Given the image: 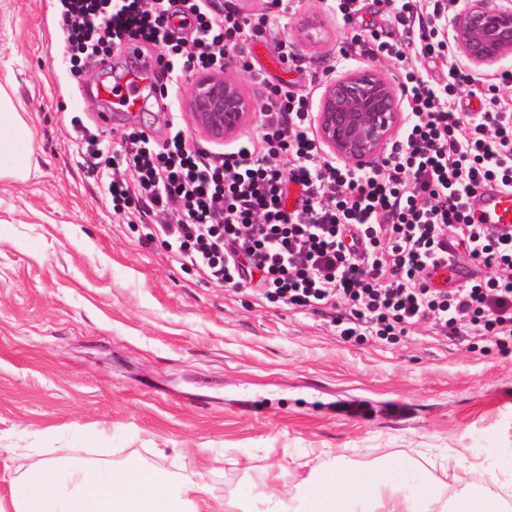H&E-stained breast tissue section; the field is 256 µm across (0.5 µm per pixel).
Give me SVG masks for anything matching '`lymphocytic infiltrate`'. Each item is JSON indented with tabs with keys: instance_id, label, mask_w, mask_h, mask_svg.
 Instances as JSON below:
<instances>
[{
	"instance_id": "f902f5d3",
	"label": "lymphocytic infiltrate",
	"mask_w": 512,
	"mask_h": 512,
	"mask_svg": "<svg viewBox=\"0 0 512 512\" xmlns=\"http://www.w3.org/2000/svg\"><path fill=\"white\" fill-rule=\"evenodd\" d=\"M401 32L354 34L369 58L396 65L411 120L375 166L359 171L326 153L308 95L268 89L252 134L217 155L171 121L163 143L137 130L119 150L78 124L85 159L104 160L115 212L156 215L146 236L173 262L215 286L298 312L333 310L342 340L395 342L430 323L442 337L512 347V235L470 218L488 182L512 189V108L486 96L480 112L456 100L475 78L449 65L436 81L424 62L443 56L456 0H382ZM57 19L73 69L135 37L159 48L170 79L228 69L265 19L215 0H61ZM190 37H182V29ZM296 201H289L290 191ZM463 283L431 287V268L457 267Z\"/></svg>"
}]
</instances>
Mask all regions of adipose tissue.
<instances>
[{
	"label": "adipose tissue",
	"instance_id": "obj_1",
	"mask_svg": "<svg viewBox=\"0 0 512 512\" xmlns=\"http://www.w3.org/2000/svg\"><path fill=\"white\" fill-rule=\"evenodd\" d=\"M13 96L11 77L0 79V182L23 181L36 170L32 136ZM417 459L395 455L359 465L331 455L326 468L312 471L292 495L265 483L260 512H512V481L485 469L492 493L473 485V463L455 456L448 462L452 484L427 477L411 480ZM28 495L16 498L15 512H200L204 490L198 473L149 470L126 463L106 472L70 461L67 449L21 476Z\"/></svg>",
	"mask_w": 512,
	"mask_h": 512
}]
</instances>
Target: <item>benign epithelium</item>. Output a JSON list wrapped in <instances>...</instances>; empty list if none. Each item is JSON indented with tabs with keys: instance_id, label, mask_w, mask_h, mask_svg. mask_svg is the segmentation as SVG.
<instances>
[{
	"instance_id": "7a95c632",
	"label": "benign epithelium",
	"mask_w": 512,
	"mask_h": 512,
	"mask_svg": "<svg viewBox=\"0 0 512 512\" xmlns=\"http://www.w3.org/2000/svg\"><path fill=\"white\" fill-rule=\"evenodd\" d=\"M453 40L475 66L495 65L512 55V8L503 0H465L452 19ZM258 105L238 81L211 71L195 77L188 99L192 125L213 140L237 135ZM402 121L401 102L393 82L377 70L348 71L327 86L317 124L322 144L339 160L365 168L395 136Z\"/></svg>"
}]
</instances>
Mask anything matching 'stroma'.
Returning a JSON list of instances; mask_svg holds the SVG:
<instances>
[{
    "label": "stroma",
    "mask_w": 512,
    "mask_h": 512,
    "mask_svg": "<svg viewBox=\"0 0 512 512\" xmlns=\"http://www.w3.org/2000/svg\"><path fill=\"white\" fill-rule=\"evenodd\" d=\"M265 17L247 64L230 69L260 99L262 73L319 102L324 83L373 66L352 52L354 28L391 31L379 0H363L355 26L330 0H294L273 13L267 0H230ZM59 0H0V66L17 87L38 169L0 183V512H13L17 472L69 449L77 459L136 461L169 472L203 470V498L257 505L269 476L285 493L330 453L369 464L415 454L447 480L448 456L483 461L512 479V352L468 349L419 326L394 344L340 339L328 317L297 314L247 293L205 283L144 246V223L115 215L101 173L73 137L79 121L117 146L149 129L167 138L164 115L116 113L101 122L95 78L75 73L55 18ZM289 41L298 64L280 61ZM266 400L254 416L241 402Z\"/></svg>",
    "instance_id": "stroma-1"
}]
</instances>
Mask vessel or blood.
Here are the masks:
<instances>
[{
    "label": "vessel or blood",
    "mask_w": 512,
    "mask_h": 512,
    "mask_svg": "<svg viewBox=\"0 0 512 512\" xmlns=\"http://www.w3.org/2000/svg\"><path fill=\"white\" fill-rule=\"evenodd\" d=\"M123 56V64L106 63L99 67L101 78L95 91L105 111L130 114L143 111L149 105L159 109L170 107L168 96L149 83L157 66L156 59L144 57L136 40L125 43ZM474 217L477 223L489 225L497 232L512 229V191L494 182L483 185Z\"/></svg>",
    "instance_id": "vessel-or-blood-1"
}]
</instances>
